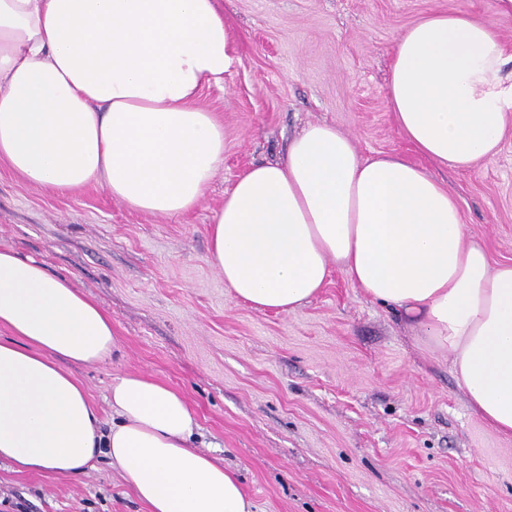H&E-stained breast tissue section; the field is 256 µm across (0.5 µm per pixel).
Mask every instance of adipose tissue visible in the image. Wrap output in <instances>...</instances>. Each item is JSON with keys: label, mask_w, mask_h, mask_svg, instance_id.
<instances>
[{"label": "adipose tissue", "mask_w": 512, "mask_h": 512, "mask_svg": "<svg viewBox=\"0 0 512 512\" xmlns=\"http://www.w3.org/2000/svg\"><path fill=\"white\" fill-rule=\"evenodd\" d=\"M240 58L220 0H0V161L42 189L101 184L164 217L200 204L224 127L198 104ZM387 99L400 134L452 169L490 161L512 113V49L462 11L397 40ZM456 198L420 165L362 157L308 125L284 160L252 165L210 227L209 264L234 297L288 313L340 268L451 354L471 409L512 436V264L467 243ZM0 460L85 472L100 456L150 512H252L234 470L195 447L183 395L141 374L113 379L103 426L62 361L117 347L112 320L69 279L0 248Z\"/></svg>", "instance_id": "obj_1"}]
</instances>
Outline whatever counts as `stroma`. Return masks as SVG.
<instances>
[{"label":"stroma","instance_id":"obj_1","mask_svg":"<svg viewBox=\"0 0 512 512\" xmlns=\"http://www.w3.org/2000/svg\"><path fill=\"white\" fill-rule=\"evenodd\" d=\"M241 62L198 103L224 127V160L201 203L150 215L101 185L55 194L0 162V248L42 262L112 318L118 349L65 363L102 418L115 377L183 392L195 445L236 470L253 512H512V437L468 406L448 354L365 296L342 271L293 312L237 301L206 261L209 229L237 177L280 160L312 123L361 156L402 155L457 197L468 240L512 263V129L494 162L420 160L386 101L399 36L462 10L512 45L500 0H222ZM0 512H148L107 459L70 477L0 462Z\"/></svg>","mask_w":512,"mask_h":512}]
</instances>
